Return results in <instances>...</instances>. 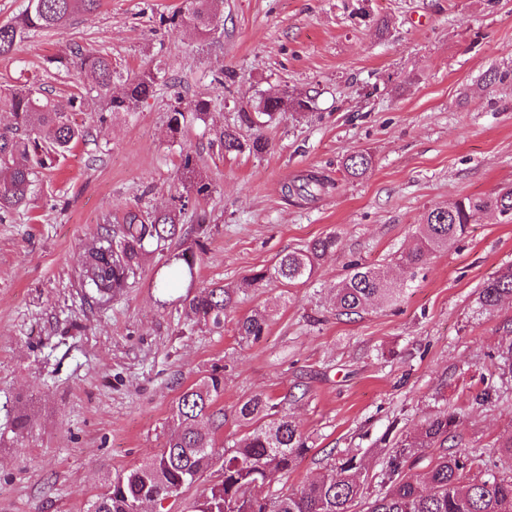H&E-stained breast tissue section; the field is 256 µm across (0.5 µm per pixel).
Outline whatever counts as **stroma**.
<instances>
[{"mask_svg": "<svg viewBox=\"0 0 512 512\" xmlns=\"http://www.w3.org/2000/svg\"><path fill=\"white\" fill-rule=\"evenodd\" d=\"M185 0H102L67 26L31 34L0 59V88L36 83L81 98L89 135L39 173L26 209L0 215V512H87L118 474L160 452L182 391L224 365L218 446L246 432L239 406L263 394L282 403L310 448L271 492L299 490L346 456L375 488L403 434L456 411L458 443L493 450L512 438V384L478 403L512 344V300L479 312L477 293L512 265V224L488 212L436 253L393 306L336 314L331 289L350 261L405 275L397 255L429 211L512 185V0H221L208 36L160 16ZM79 45L106 54L124 78L161 68L155 96L112 119L85 73L53 65ZM287 92L309 110L260 127L241 121L262 96ZM206 100V124L179 143L167 135L175 97ZM228 127L263 137L259 154H228ZM369 152L353 179L345 159ZM211 192L182 220L210 235L195 287L272 268L291 249L333 234L336 251L291 288L248 289L216 333L189 320V286H153L154 254L130 288L101 305L81 288L84 251L105 221L131 208H170L183 155ZM310 172L332 189L310 201L284 188ZM262 310L269 327L239 341V319ZM31 425L16 430V417Z\"/></svg>", "mask_w": 512, "mask_h": 512, "instance_id": "35a3bbf8", "label": "stroma"}]
</instances>
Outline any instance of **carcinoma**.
I'll return each mask as SVG.
<instances>
[{"instance_id":"cac0c4a2","label":"carcinoma","mask_w":512,"mask_h":512,"mask_svg":"<svg viewBox=\"0 0 512 512\" xmlns=\"http://www.w3.org/2000/svg\"><path fill=\"white\" fill-rule=\"evenodd\" d=\"M215 2L188 0L186 8L160 16V23L174 30L193 29L205 36L216 22ZM100 6L101 0H28L22 16L0 23V58L11 57L30 34L57 29L75 15L92 13ZM56 62L93 75L97 93L108 98V111L114 118L130 112L157 90L158 73L148 69L129 81L123 91L113 93L117 72L112 59L80 46ZM76 107V99L56 101L36 85L0 91V112L12 117V125L0 129L1 214L24 208L40 170L65 157L86 137L85 127L73 121ZM290 107L307 110L309 102H290L286 92L270 95L263 99L260 115L270 121ZM208 110L203 100L173 106L167 121L171 139L176 142L194 123L206 122ZM216 140L227 153H260L266 148L260 137L245 142L224 129L216 132ZM344 166L351 177L360 178L371 169L372 158L358 152L349 156ZM178 181L182 188L178 207L165 211L130 209L122 223L96 231L95 241L81 261L79 282L98 303L107 304L123 293L152 254L184 237L181 211L209 195L211 185L189 154L182 159ZM329 187L328 179L310 173L288 186L287 193L307 200ZM487 210L496 211L505 223H512V186L493 196L464 198L446 210L430 211L426 222L419 225L414 247L398 258L399 265L408 271L409 278H415L431 254L453 245ZM194 233L193 242L171 255L165 262L166 271L155 279L154 288L160 292L180 282L193 286L197 265L206 252L208 225L199 222ZM338 247L339 241L332 234L316 238L282 254L272 268L252 273L245 285L257 286L269 280L290 286L305 283ZM332 291L336 315L349 318L362 315L376 302H397L404 288L380 269L352 263ZM239 292V288L213 283L186 296L190 320L196 325L221 327L226 313L236 305ZM507 297L512 298V266L498 271L480 288L478 308L491 314ZM268 326L269 316L257 310L237 321L236 331L241 339L257 342ZM223 393L224 367L218 365L187 386L173 409L172 430L160 453L112 479L92 502L89 512H139L143 504H155L176 494L211 470L220 415L215 403ZM238 414L248 431L235 445L224 449L219 478L194 500L191 512H355L364 498L355 457L339 460L300 490L273 494L270 484L274 477L293 472L310 448L295 422L268 397L249 398ZM460 423V414L449 412L405 436L383 463L378 489L371 492L366 512H512V440L488 454L474 455L448 445ZM426 448L435 450L428 469L421 474L405 471L407 464L422 459L421 452Z\"/></svg>"}]
</instances>
